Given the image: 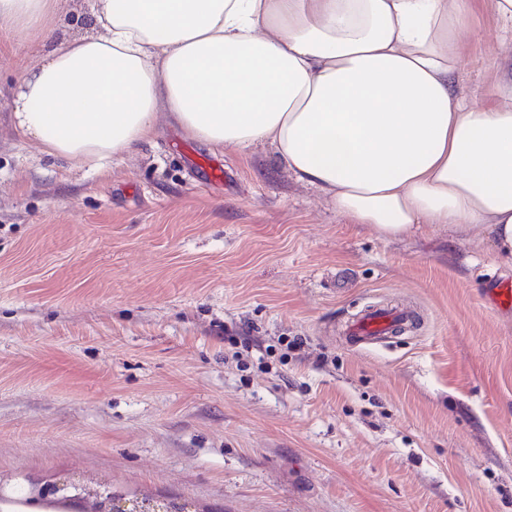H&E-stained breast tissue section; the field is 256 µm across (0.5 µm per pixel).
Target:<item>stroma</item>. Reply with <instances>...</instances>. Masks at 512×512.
Wrapping results in <instances>:
<instances>
[{"mask_svg": "<svg viewBox=\"0 0 512 512\" xmlns=\"http://www.w3.org/2000/svg\"><path fill=\"white\" fill-rule=\"evenodd\" d=\"M473 0L457 87L512 62ZM0 46V492L74 476L197 512H512V259L485 234L385 240L269 147L163 126L108 175L13 129ZM421 322L353 347L372 303ZM298 349H288L294 338Z\"/></svg>", "mask_w": 512, "mask_h": 512, "instance_id": "1", "label": "stroma"}]
</instances>
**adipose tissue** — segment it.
I'll return each instance as SVG.
<instances>
[{"mask_svg":"<svg viewBox=\"0 0 512 512\" xmlns=\"http://www.w3.org/2000/svg\"><path fill=\"white\" fill-rule=\"evenodd\" d=\"M0 0L42 45L14 130L105 173L162 124L209 146H271L297 182L380 238L420 224L489 234L512 256V73L475 107L454 85L469 0ZM88 7L86 0H63L60 6L59 36L73 37L83 34L88 25Z\"/></svg>","mask_w":512,"mask_h":512,"instance_id":"obj_1","label":"adipose tissue"}]
</instances>
